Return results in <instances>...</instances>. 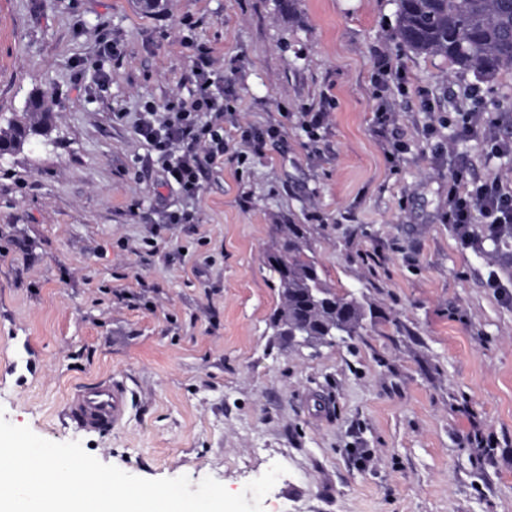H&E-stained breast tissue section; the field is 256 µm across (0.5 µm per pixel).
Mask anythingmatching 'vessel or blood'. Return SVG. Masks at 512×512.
<instances>
[{
	"label": "vessel or blood",
	"instance_id": "b4317fda",
	"mask_svg": "<svg viewBox=\"0 0 512 512\" xmlns=\"http://www.w3.org/2000/svg\"><path fill=\"white\" fill-rule=\"evenodd\" d=\"M129 406L128 388L112 379L82 386L65 403L63 415L70 424L86 432H102L121 425Z\"/></svg>",
	"mask_w": 512,
	"mask_h": 512
}]
</instances>
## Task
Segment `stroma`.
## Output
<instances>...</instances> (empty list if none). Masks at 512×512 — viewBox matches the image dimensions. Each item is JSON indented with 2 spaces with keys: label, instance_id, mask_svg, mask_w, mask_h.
Instances as JSON below:
<instances>
[{
  "label": "stroma",
  "instance_id": "stroma-1",
  "mask_svg": "<svg viewBox=\"0 0 512 512\" xmlns=\"http://www.w3.org/2000/svg\"><path fill=\"white\" fill-rule=\"evenodd\" d=\"M396 10L0 0V116L36 92L53 114L48 137L0 158V367L37 364L0 387L6 420L145 479L238 493L282 464L264 512H512V237L467 246L446 220L457 166L512 187V155L460 136L473 73L401 46ZM201 46L226 152L189 196L162 185L135 120L190 97ZM480 86L512 136V68ZM307 112L325 115L316 134ZM175 211L198 221L162 223ZM280 224L307 225L327 283L371 306L360 335L274 339ZM113 376L127 422L75 430L69 395Z\"/></svg>",
  "mask_w": 512,
  "mask_h": 512
}]
</instances>
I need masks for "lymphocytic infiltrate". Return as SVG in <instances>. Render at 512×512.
I'll return each mask as SVG.
<instances>
[{"mask_svg":"<svg viewBox=\"0 0 512 512\" xmlns=\"http://www.w3.org/2000/svg\"><path fill=\"white\" fill-rule=\"evenodd\" d=\"M210 65L208 50L200 49L195 71L198 84L193 98L173 100L162 107L146 103L135 126L137 134L156 152L168 181L187 194L199 189L204 146H211L216 154L224 150V136L218 123L223 110L211 91L210 80L204 76ZM466 98L470 108L461 115L462 134L482 128L491 153L512 152V140L498 136L496 121L485 119L481 95L470 91ZM477 216L481 217L488 237L512 235V191L496 181L467 187L465 169H457L448 191V221L455 224L463 243L473 242L475 233L471 224Z\"/></svg>","mask_w":512,"mask_h":512,"instance_id":"1","label":"lymphocytic infiltrate"}]
</instances>
